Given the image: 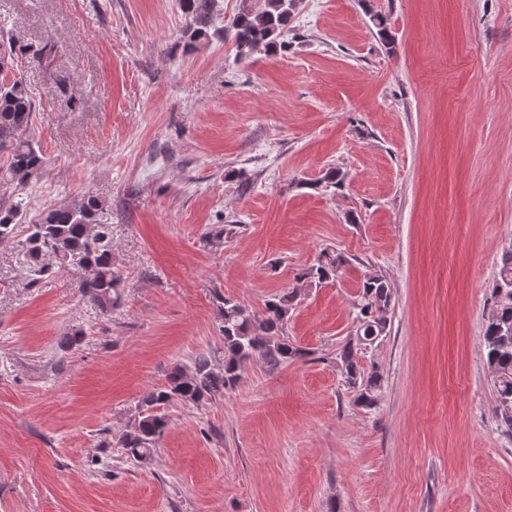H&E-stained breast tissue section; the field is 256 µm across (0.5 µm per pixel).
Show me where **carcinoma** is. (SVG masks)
<instances>
[{
  "instance_id": "carcinoma-1",
  "label": "carcinoma",
  "mask_w": 512,
  "mask_h": 512,
  "mask_svg": "<svg viewBox=\"0 0 512 512\" xmlns=\"http://www.w3.org/2000/svg\"><path fill=\"white\" fill-rule=\"evenodd\" d=\"M217 0H179L188 19L184 37L188 44L218 34L214 27ZM295 0H263L253 12L233 18L228 31L240 58H249L260 47L275 48L288 31ZM50 70L61 55L53 42L20 44L0 51V71L14 69L15 54ZM33 101L24 83L15 80L0 84V149L9 151L6 169L0 168V182L21 184L40 173L47 161L39 147L26 138L32 123ZM25 209V198L17 194L9 204H0V243L17 241L25 259V278L36 282L52 271L78 261L82 270L77 288L82 298L103 312L112 311L120 300L121 274L112 262L110 225L96 220L100 203L88 199L77 205L48 209L34 224L28 225L23 239H16L17 224ZM345 260L328 256L302 269L296 279L308 287H318L338 278ZM494 307L487 317L483 345L501 422L512 428V249L501 256L499 279L492 288ZM300 289L268 299L262 311L253 310L231 297L217 298V318L224 342V362L216 365L202 354L187 369L179 364L170 368L166 384L150 391L140 404L137 418L119 432L117 442L135 462L149 459L168 425L162 410L176 403L200 404L224 396L234 389L241 371L253 362L277 366L293 361L303 351L288 342L286 327ZM393 289L386 277L375 271L364 273L353 302L354 333L339 348L338 365L345 384L354 393V403L371 409L377 405L381 375L376 367L365 368L361 358L388 335V313L393 304Z\"/></svg>"
}]
</instances>
